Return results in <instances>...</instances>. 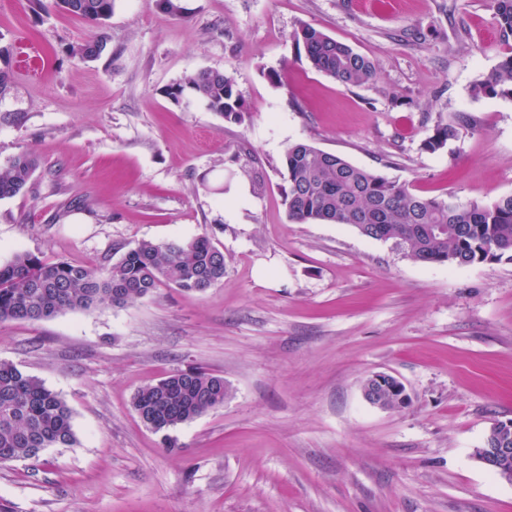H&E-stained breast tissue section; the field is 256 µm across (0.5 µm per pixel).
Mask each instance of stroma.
<instances>
[{"label": "stroma", "instance_id": "35a3bbf8", "mask_svg": "<svg viewBox=\"0 0 512 512\" xmlns=\"http://www.w3.org/2000/svg\"><path fill=\"white\" fill-rule=\"evenodd\" d=\"M182 6L115 0L98 30L0 0V170L37 163L0 199V264L102 267L202 234L226 257L200 294L0 322V361L57 392L76 436L0 464V512H512V483L473 456L512 419V261L418 264L349 226L294 223L281 175L304 142L429 198L512 194V99L471 94L512 54L489 0ZM303 23L369 57L376 79L347 89L312 69ZM99 33V58L72 54ZM206 69L234 77L242 124L167 96ZM441 112L477 125L424 151ZM195 367L229 392L173 430L172 450L131 400ZM378 372L402 382L404 408L364 399ZM36 163L28 155L16 157L5 170H0V199L20 193L30 181Z\"/></svg>", "mask_w": 512, "mask_h": 512}]
</instances>
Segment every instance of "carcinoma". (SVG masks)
<instances>
[{
	"instance_id": "cac0c4a2",
	"label": "carcinoma",
	"mask_w": 512,
	"mask_h": 512,
	"mask_svg": "<svg viewBox=\"0 0 512 512\" xmlns=\"http://www.w3.org/2000/svg\"><path fill=\"white\" fill-rule=\"evenodd\" d=\"M114 0H49L52 7L101 27L112 15ZM503 38L512 36V0H490ZM298 47L312 69L344 88L376 78L374 63L350 45L303 24L295 32ZM97 36L72 48L86 59L105 51ZM204 103L232 124L245 120L244 100L233 76L202 70L170 86L174 101L184 93ZM475 95L512 97V54L506 56L473 89ZM476 119L457 112L436 117L422 148L436 152L457 138L460 129L475 128ZM36 163L16 157L0 170V199L20 193ZM284 201L288 218L298 224H345L361 235L390 241L414 262L467 266L486 260H512V195L490 203H463L453 198H428L409 185L361 168L345 158L307 143H295L284 155ZM224 251L208 235L164 243L142 241L110 266L89 267L47 262L22 252L0 264V321L44 320L68 311L123 306L160 286L203 293L224 278ZM383 408L399 407L397 395L373 378L365 380ZM224 377L200 369L173 373L140 387L133 408L142 422L163 436L167 448L177 447L169 431L224 404ZM76 442L71 411L63 398L37 377L9 362H0V463L40 456V449Z\"/></svg>"
}]
</instances>
